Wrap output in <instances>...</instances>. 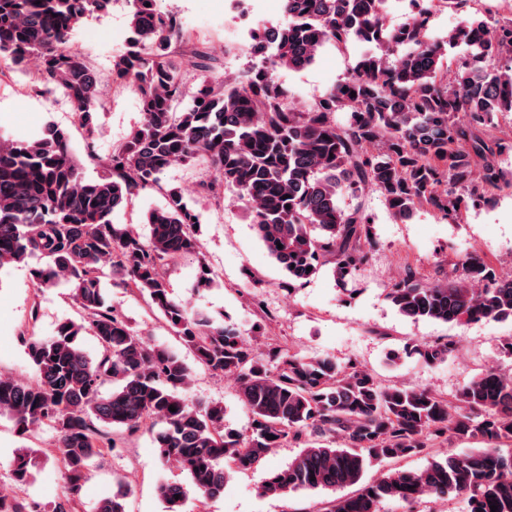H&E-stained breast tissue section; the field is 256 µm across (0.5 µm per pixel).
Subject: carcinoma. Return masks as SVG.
Instances as JSON below:
<instances>
[{
  "instance_id": "carcinoma-1",
  "label": "carcinoma",
  "mask_w": 512,
  "mask_h": 512,
  "mask_svg": "<svg viewBox=\"0 0 512 512\" xmlns=\"http://www.w3.org/2000/svg\"><path fill=\"white\" fill-rule=\"evenodd\" d=\"M388 2L284 0L286 22L251 34L247 50L257 62L216 83L213 58L194 45L177 15L159 12L156 0H130L131 36L112 57V73L136 93L143 121L105 160L87 144L104 173L82 175L70 135L58 125L32 140L0 135V268L43 261L31 270L34 298L63 278L81 310L80 322L61 323L54 336L21 328L34 379L0 375V416L21 435L41 425L56 432L70 497L45 510L0 494V512H76L92 460L115 447V436L142 430L152 434L159 458L177 463L205 501L224 494L232 473L259 465L293 440L300 453L265 479L264 495L358 484L356 494L330 502L324 512H381L386 500L412 505L445 493L464 495L468 512H491L492 505L512 512V450L503 451L512 446L511 374L473 377L453 410L428 389L385 385L334 357L277 347L265 359L235 327L190 312L169 292L159 268L200 249L199 217L181 185L169 184L165 204L148 213L150 238L113 222L166 169L197 159L209 172L202 190L216 197L227 190L247 201L251 224L288 278L307 281L334 257L343 281L366 261L371 235L361 207H344L341 198L370 189L401 220L428 205L450 223L489 203L503 179L494 157L512 150V129L503 126L512 118V18L490 24L470 15L438 40L428 35L433 12H462L470 0H411L406 22L396 28L386 24ZM111 3L0 0V60L23 74L36 61L33 79L43 92L67 96L90 136L101 77L73 35L83 19ZM351 41L375 48L307 111L291 107L275 71L304 69L325 45ZM462 44L466 57H448V48ZM447 60L456 67L453 84ZM189 67L201 82L179 111ZM338 112L347 115L342 125ZM459 265L463 274L444 282L409 268L387 298L414 321L512 320V274L474 254ZM106 267L121 275L123 287L148 298L198 364L235 379L251 415L247 432L224 430L223 407L190 405L179 395L190 367L114 314L101 289ZM84 332L100 347L94 358L79 347ZM454 349L449 340L407 344L403 353L434 366ZM107 382L112 392L104 396ZM450 436L483 447L421 471L395 466ZM36 458L31 447L15 451L16 484L30 482ZM381 463L393 467L363 481L366 468ZM157 493L167 512H184L183 485L161 483ZM96 512H126L123 498H101Z\"/></svg>"
}]
</instances>
